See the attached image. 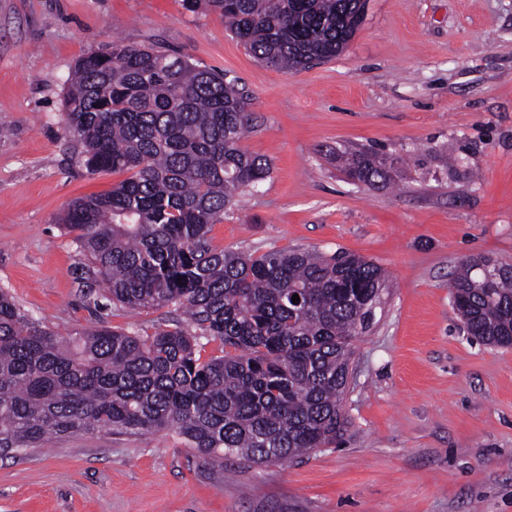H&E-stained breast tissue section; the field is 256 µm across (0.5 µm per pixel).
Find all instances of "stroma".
I'll return each instance as SVG.
<instances>
[{
	"label": "stroma",
	"instance_id": "obj_1",
	"mask_svg": "<svg viewBox=\"0 0 512 512\" xmlns=\"http://www.w3.org/2000/svg\"><path fill=\"white\" fill-rule=\"evenodd\" d=\"M157 45L237 80L270 178L237 196L217 250H338L387 274L382 317L354 344L343 443L223 472L172 432L76 433L0 459V512H512V347L462 328L457 261L512 264V0H367L332 60L279 70L223 17L183 0H0V289L63 335L130 332L169 307L90 309L61 227L88 174L65 130L76 63L112 41ZM385 179L360 183L346 154Z\"/></svg>",
	"mask_w": 512,
	"mask_h": 512
}]
</instances>
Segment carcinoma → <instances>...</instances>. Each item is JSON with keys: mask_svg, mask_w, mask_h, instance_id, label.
Here are the masks:
<instances>
[{"mask_svg": "<svg viewBox=\"0 0 512 512\" xmlns=\"http://www.w3.org/2000/svg\"><path fill=\"white\" fill-rule=\"evenodd\" d=\"M220 13L258 60L305 68L355 36L362 0H184ZM250 98L234 80L160 47L114 41L75 65L66 130L112 191L71 202L78 279L130 311L171 306L152 333L107 326L62 337L0 289V457L50 436L172 431L205 463L301 458L340 441L353 343L377 325L386 274L345 251L213 249L210 225L270 164L247 152ZM346 172L382 177L361 154ZM459 261L448 284L467 332L512 347V275ZM299 303H292L293 295ZM221 342L203 361L200 339Z\"/></svg>", "mask_w": 512, "mask_h": 512, "instance_id": "obj_1", "label": "carcinoma"}]
</instances>
